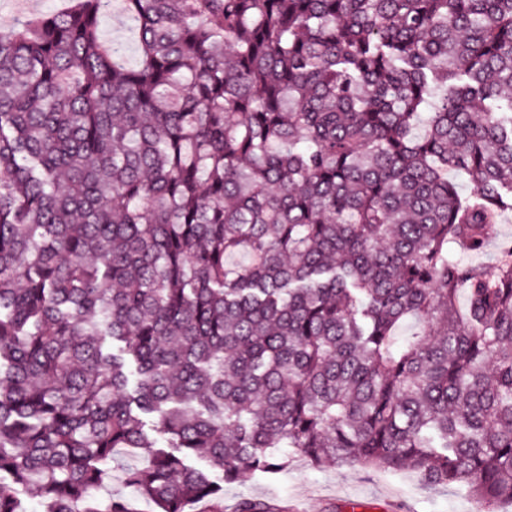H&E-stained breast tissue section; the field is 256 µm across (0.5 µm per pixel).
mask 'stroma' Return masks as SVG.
<instances>
[{
    "mask_svg": "<svg viewBox=\"0 0 512 512\" xmlns=\"http://www.w3.org/2000/svg\"><path fill=\"white\" fill-rule=\"evenodd\" d=\"M287 468L256 474L224 487V512H234L245 497L288 506L290 512H346L350 502L364 512H482V507L459 486L433 489L413 474L350 465L343 468L308 466L297 451H289Z\"/></svg>",
    "mask_w": 512,
    "mask_h": 512,
    "instance_id": "stroma-1",
    "label": "stroma"
}]
</instances>
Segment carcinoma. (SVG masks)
<instances>
[{
  "instance_id": "cac0c4a2",
  "label": "carcinoma",
  "mask_w": 512,
  "mask_h": 512,
  "mask_svg": "<svg viewBox=\"0 0 512 512\" xmlns=\"http://www.w3.org/2000/svg\"><path fill=\"white\" fill-rule=\"evenodd\" d=\"M506 209L512 0H74L0 30V512H131L93 490L135 450L153 512H224L213 472L283 448L512 503V250L448 251Z\"/></svg>"
}]
</instances>
